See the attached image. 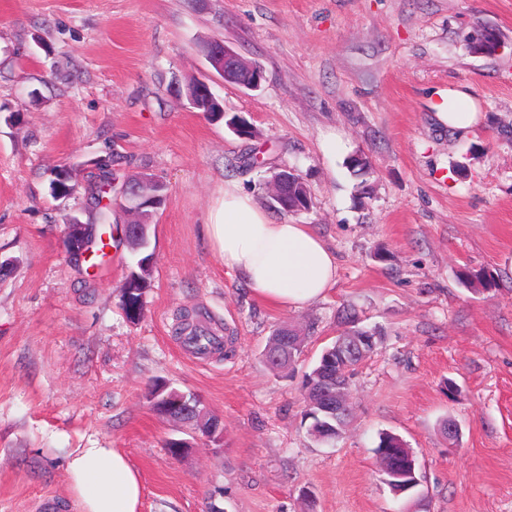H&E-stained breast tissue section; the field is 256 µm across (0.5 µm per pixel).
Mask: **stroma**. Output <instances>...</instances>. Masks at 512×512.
Wrapping results in <instances>:
<instances>
[{
  "instance_id": "1",
  "label": "stroma",
  "mask_w": 512,
  "mask_h": 512,
  "mask_svg": "<svg viewBox=\"0 0 512 512\" xmlns=\"http://www.w3.org/2000/svg\"><path fill=\"white\" fill-rule=\"evenodd\" d=\"M485 27L496 55L466 47ZM212 40L256 62L260 88L224 82L200 50ZM199 79L254 138L190 108ZM451 88L481 114L462 135L433 115ZM355 154L373 167L365 199ZM104 156L168 191L135 323L121 310L130 250L113 246L86 284L64 246L71 216L94 220L84 182ZM251 156L265 167L244 168ZM285 166L312 201L296 222L338 259L327 296L298 309L256 298L205 232L225 184L268 207L262 184ZM63 168L79 183L67 197L51 190ZM0 257V512H38L46 495L79 512L75 448L121 451L140 512H512V0H0ZM467 267L494 287L464 286ZM345 307L380 342L342 435L317 442L304 380ZM186 313L224 354L181 353ZM284 326L304 346L278 371L261 354ZM157 380L219 417L223 441L198 435L172 455L186 427L153 410ZM383 432L418 460L407 494L376 461Z\"/></svg>"
}]
</instances>
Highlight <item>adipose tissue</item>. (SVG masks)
I'll list each match as a JSON object with an SVG mask.
<instances>
[{
    "mask_svg": "<svg viewBox=\"0 0 512 512\" xmlns=\"http://www.w3.org/2000/svg\"><path fill=\"white\" fill-rule=\"evenodd\" d=\"M435 117L452 133L467 132L479 120L471 95L453 88ZM206 233L225 267L270 306L299 308L319 301L336 282L337 257L308 225L272 221L236 184H225L208 213ZM66 471L81 512H139L140 476L116 449H74Z\"/></svg>",
    "mask_w": 512,
    "mask_h": 512,
    "instance_id": "ef3b65f1",
    "label": "adipose tissue"
}]
</instances>
